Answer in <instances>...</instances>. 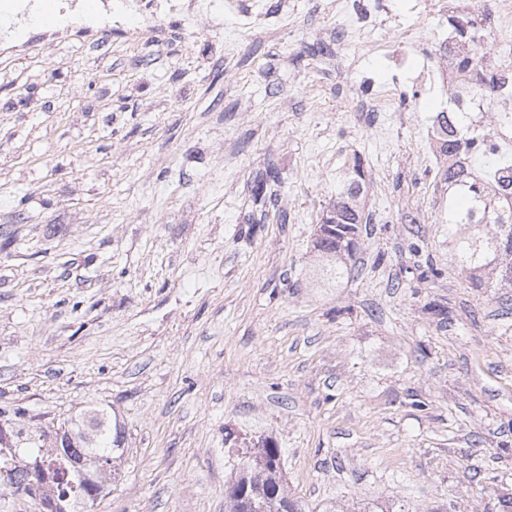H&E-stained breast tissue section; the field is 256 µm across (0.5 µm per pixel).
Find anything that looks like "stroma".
Listing matches in <instances>:
<instances>
[{
    "mask_svg": "<svg viewBox=\"0 0 512 512\" xmlns=\"http://www.w3.org/2000/svg\"><path fill=\"white\" fill-rule=\"evenodd\" d=\"M43 0L0 26V424L20 461L106 410L89 512H224L268 437L302 512H504L512 288H478L430 148L446 97L352 47L334 0ZM353 85L354 95L341 93ZM394 85L395 109L364 111ZM361 158L359 249L311 247ZM279 182L252 189L267 168ZM336 12L344 17V21L336 25V52L335 56H332L336 57V66L338 67L344 58V54L353 42L354 34L349 28L347 4L340 1L336 2Z\"/></svg>",
    "mask_w": 512,
    "mask_h": 512,
    "instance_id": "obj_1",
    "label": "stroma"
}]
</instances>
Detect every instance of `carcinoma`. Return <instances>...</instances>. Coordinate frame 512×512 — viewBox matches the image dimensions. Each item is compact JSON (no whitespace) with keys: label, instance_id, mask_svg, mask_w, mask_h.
Masks as SVG:
<instances>
[{"label":"carcinoma","instance_id":"obj_1","mask_svg":"<svg viewBox=\"0 0 512 512\" xmlns=\"http://www.w3.org/2000/svg\"><path fill=\"white\" fill-rule=\"evenodd\" d=\"M455 32L458 70L475 77L483 87L472 89L493 110V122L475 128L470 112L442 110L433 120L439 153L448 158L441 180L448 184V223L474 229L490 227L493 236L483 240L475 234L459 243L460 261L478 286L512 288V152H497L501 133L512 130V111L496 109L499 98L509 95L507 78L478 70L487 35L476 18L468 14L448 17ZM364 171L353 162L352 175L336 189V199L322 213L312 240L313 249L331 262L334 279L352 270L361 225L368 216L360 205ZM69 432L64 452L85 458L95 474L112 471L116 456L106 450L121 446V432L105 424L100 411L80 422H67ZM243 461L234 481L246 486L243 497L227 495L228 512H298L288 497L281 467V449L264 438L242 452Z\"/></svg>","mask_w":512,"mask_h":512}]
</instances>
